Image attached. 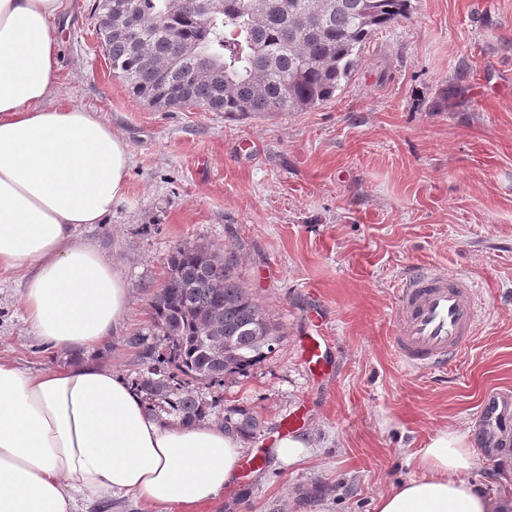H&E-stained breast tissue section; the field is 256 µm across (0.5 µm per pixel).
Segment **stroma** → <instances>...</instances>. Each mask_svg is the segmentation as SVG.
Listing matches in <instances>:
<instances>
[{
  "label": "stroma",
  "instance_id": "35a3bbf8",
  "mask_svg": "<svg viewBox=\"0 0 512 512\" xmlns=\"http://www.w3.org/2000/svg\"><path fill=\"white\" fill-rule=\"evenodd\" d=\"M92 5L71 0L50 102L103 112L131 152L111 218L77 229L129 288L98 361L128 380L144 371L129 340L153 341L149 303L183 242L235 251L282 333L269 361L226 381L214 413L252 408L264 426L243 456L266 464L193 512H374L380 494L420 477L419 454L444 429L472 446L465 479L512 512V423L480 414L485 394L512 388V0H411L335 98L244 119L132 97L103 55ZM420 265L466 272L485 307L445 373L409 370L392 342L395 288ZM23 286L0 279V357L34 374L69 363L24 323ZM315 307L327 378L302 358ZM291 413L310 454L288 466L272 448Z\"/></svg>",
  "mask_w": 512,
  "mask_h": 512
}]
</instances>
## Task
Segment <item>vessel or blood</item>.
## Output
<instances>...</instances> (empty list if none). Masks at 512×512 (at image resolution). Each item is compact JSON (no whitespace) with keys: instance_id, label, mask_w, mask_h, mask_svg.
Instances as JSON below:
<instances>
[{"instance_id":"b4317fda","label":"vessel or blood","mask_w":512,"mask_h":512,"mask_svg":"<svg viewBox=\"0 0 512 512\" xmlns=\"http://www.w3.org/2000/svg\"><path fill=\"white\" fill-rule=\"evenodd\" d=\"M481 309L475 282L467 274L440 265L411 268L397 290L395 350L410 368L447 371L475 336ZM323 345L322 337L311 336L303 348L305 364L319 373L327 369ZM481 412L494 420L512 416V396L487 393Z\"/></svg>"}]
</instances>
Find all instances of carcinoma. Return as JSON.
<instances>
[{
  "label": "carcinoma",
  "instance_id": "obj_1",
  "mask_svg": "<svg viewBox=\"0 0 512 512\" xmlns=\"http://www.w3.org/2000/svg\"><path fill=\"white\" fill-rule=\"evenodd\" d=\"M410 0H99L95 29L112 75L158 110L251 116L321 105L342 89L362 46L407 14ZM157 341L133 337L146 371L132 380L148 410L190 424L224 401V381L267 361L277 325L242 285L236 253L176 248L151 299ZM205 382L218 391L205 394ZM248 407L224 428L250 439Z\"/></svg>",
  "mask_w": 512,
  "mask_h": 512
}]
</instances>
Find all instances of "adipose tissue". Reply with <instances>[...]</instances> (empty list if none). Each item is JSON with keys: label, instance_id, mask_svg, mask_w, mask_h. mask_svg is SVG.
<instances>
[{"label": "adipose tissue", "instance_id": "ef3b65f1", "mask_svg": "<svg viewBox=\"0 0 512 512\" xmlns=\"http://www.w3.org/2000/svg\"><path fill=\"white\" fill-rule=\"evenodd\" d=\"M70 0H0V276L24 278L25 322L48 352L82 359L31 374L0 358V512H77L136 495L149 512L210 501L237 481L242 441L223 422L166 425L122 377L88 359L128 306L111 260L76 236L122 199L126 140L101 114L48 105ZM469 443L437 432L419 478L375 512H490L463 474Z\"/></svg>", "mask_w": 512, "mask_h": 512}]
</instances>
